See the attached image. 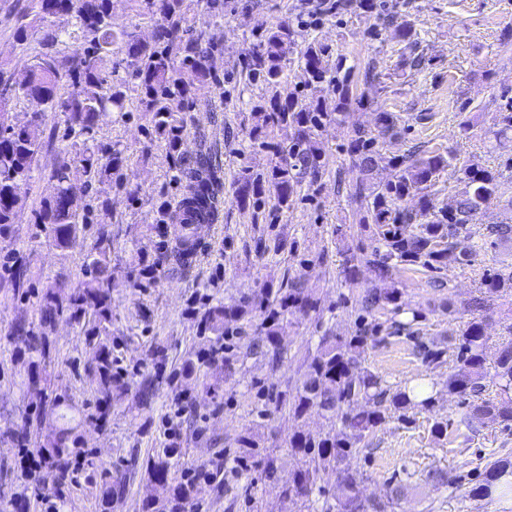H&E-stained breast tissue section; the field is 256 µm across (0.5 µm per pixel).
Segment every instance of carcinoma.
Returning a JSON list of instances; mask_svg holds the SVG:
<instances>
[{
    "instance_id": "obj_1",
    "label": "carcinoma",
    "mask_w": 512,
    "mask_h": 512,
    "mask_svg": "<svg viewBox=\"0 0 512 512\" xmlns=\"http://www.w3.org/2000/svg\"><path fill=\"white\" fill-rule=\"evenodd\" d=\"M131 2L137 11L154 20L149 41L138 39L132 31L118 33L112 29V0H32L31 14L21 17L17 40L26 42L29 30L39 26L46 50L32 57L26 67V80L15 90L14 97L41 103L47 110L26 112L12 125L0 126V238L13 234L22 189L31 179L42 152L48 110L65 115L74 142L72 150L57 156L48 171L55 192L35 212L38 232L48 234L58 248L66 250L78 237L86 235L92 224L91 211L73 207L72 196H84L93 183L103 180L114 182L132 199L139 193V185L126 173L125 150L118 143L103 144L96 138L100 117L124 108V92L112 82V74L122 67L136 81L138 106L149 117L145 129L148 142L142 153L146 155L152 146L161 144L170 160V181L179 186L176 207L165 204L158 212L155 228L161 240L154 244V255L149 259L143 256L139 237L131 238L139 260L131 287L149 288L161 270L189 268L197 255L201 226L215 224L221 217L223 171L217 154L205 146L192 166L186 168L182 146L192 122L190 109L196 89L219 83L213 60L224 54V41L204 29L193 33L186 27L193 0ZM57 14L74 17L84 40V45L70 55L52 50L66 35L50 23ZM116 45L123 57L114 63ZM328 55L329 48L321 43L297 50L294 29L286 21L256 35L246 70L249 79L263 85L270 97L253 106L255 123L250 147L256 152L273 153L276 161L264 174L242 169L234 190V199L241 208L258 207L268 195L277 208L285 210L293 205L301 189H306L309 197L318 192L326 166L320 134L356 101L350 84L339 83L329 75ZM295 59L304 87L314 92L304 102L295 97L283 99L278 92L286 64ZM64 81L69 86L67 91L62 88ZM324 83L336 95L333 106L315 95ZM377 127L378 135L359 130L352 141L351 151L364 172L373 171L377 163L378 138L395 134L391 113H379ZM282 128L293 130L291 140H275V131ZM449 166L451 161L440 154L408 162L396 160L392 162V179L356 188L355 195L361 202L359 228L369 229L379 246L369 254L359 246L342 251V272L347 280L357 282L364 264L373 268L377 280L385 282L393 279L395 270L403 264L437 271L452 264L471 263L473 235L466 222L471 213L496 198L500 181L498 175L486 169L460 168L461 180L469 190L455 207L437 211L423 190ZM417 194L418 211L402 207V201ZM415 222L417 231H408L407 227ZM98 224L95 240L85 256L86 279L82 286L70 293L58 286L36 295L37 323L17 324L13 336L20 353L28 356L27 391L43 402L25 411L21 425L11 431V436L25 454L36 456L41 465L56 471L51 490L33 486L34 495L51 512H58V501L74 481L72 463L91 456L79 428L104 420L112 401L122 395H132L139 407L150 405L166 370V355L158 348L150 353L152 370L140 374L138 380L129 378L114 357L112 236L108 223L100 220ZM511 293L512 271H486L481 277L480 296L473 300L472 307L485 309L494 299ZM361 305L364 315L354 334L336 336L324 332L315 349L308 352L304 372L291 390L274 392L260 387L255 393L258 417H266L272 406L288 409V414L299 422L288 438L289 455L298 459L299 466L283 485L282 498L303 501L309 509L313 508L312 494L325 493L321 482L334 474L339 497L335 504L326 505L325 512L333 508L336 512H387L401 499L404 488H393L386 502H365L359 495L360 473L351 461L363 439L393 414L407 421L408 411L435 401L430 395L416 402L409 396L412 387L393 390L364 366L369 347L382 340L381 324L374 318L376 310L389 306L394 314L407 315V321L396 323L403 329L417 324L424 318L423 312L405 304L399 288H367ZM255 312L259 313L260 322L256 324L257 337L249 354L267 358L273 364L281 355L284 325L292 318L320 314L321 300L300 281L288 288H276L267 282L259 286L258 293L231 303L214 304L210 295H204L193 313L199 318L205 346L196 357L184 360L182 373L195 377L214 366L231 371L240 360L234 339L244 333V325L252 322ZM63 317L78 323L87 319L85 371L96 388L94 402L83 407L73 405L67 390L55 387L46 371L52 363L49 333ZM508 332L490 363L486 355L489 337L483 321L472 317L461 332L453 352L454 366L448 371L443 389L450 396L473 399L475 418L511 426V326ZM422 348L427 363L440 365L447 361V348L434 344H424ZM313 412L331 423L330 430L312 434L303 429L300 421ZM53 415L60 416L64 423L45 438L41 432L43 420ZM239 445L242 451L235 457L239 469L249 472L255 468L267 476L275 474L274 460L254 452L257 442L253 435L241 437ZM180 453L179 443L168 436L143 463L149 481L162 487L168 484L172 459ZM511 467L512 461L507 459L488 463L482 483L471 493L491 496ZM202 481L222 487L220 471L201 469L170 488L164 508L168 512H194L197 485Z\"/></svg>"
}]
</instances>
